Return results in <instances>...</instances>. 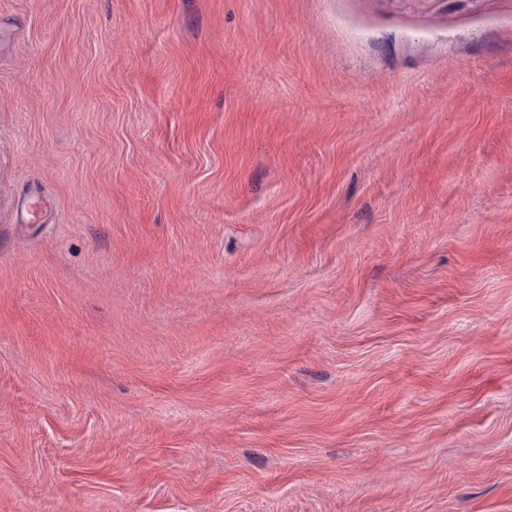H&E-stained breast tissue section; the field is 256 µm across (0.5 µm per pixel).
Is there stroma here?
Returning <instances> with one entry per match:
<instances>
[{"label": "stroma", "mask_w": 512, "mask_h": 512, "mask_svg": "<svg viewBox=\"0 0 512 512\" xmlns=\"http://www.w3.org/2000/svg\"><path fill=\"white\" fill-rule=\"evenodd\" d=\"M0 512H512V0H0Z\"/></svg>", "instance_id": "obj_1"}]
</instances>
